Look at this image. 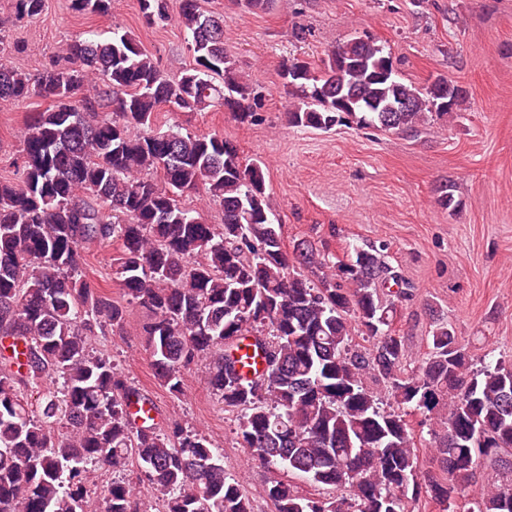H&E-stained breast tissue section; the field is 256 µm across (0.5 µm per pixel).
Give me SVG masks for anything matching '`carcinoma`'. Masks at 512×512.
<instances>
[{
    "label": "carcinoma",
    "mask_w": 512,
    "mask_h": 512,
    "mask_svg": "<svg viewBox=\"0 0 512 512\" xmlns=\"http://www.w3.org/2000/svg\"><path fill=\"white\" fill-rule=\"evenodd\" d=\"M44 0H15L33 18ZM106 15L112 0H72ZM149 26L177 17L196 67L169 78L128 33L77 39L65 62L33 79L0 58V100L51 103L24 129L18 183L0 182V512H142L137 487L159 512H254L240 481L224 471V449L179 423L144 429L137 391L92 337L124 330L127 308L143 326L154 378L183 394L185 372L207 362L205 382L239 412L238 439L254 461L281 473L264 489L274 512H407L430 491L448 512L482 459L512 474V366L471 368L448 322L436 318L431 353L406 368L392 330L393 298L408 284L383 250L357 247L331 261L311 241L282 250V224L266 194L263 162L245 163L224 136L156 128L159 108L220 105L242 124L258 120V93L224 51V16L198 0H138ZM323 69L282 65L297 91L288 111L298 128L413 133L454 112L466 91L455 81H402L390 53L353 36L328 51ZM397 112L388 108L401 103ZM202 192L222 208L209 224L179 200ZM121 242L113 268L127 303L81 275L84 245ZM360 331L373 340L350 352ZM269 360L249 378L244 348ZM389 388L385 408L365 376ZM428 418L443 474L423 471L405 416ZM135 464L136 480L104 487L99 469ZM295 476L334 498L299 493ZM472 512H512V479L490 488Z\"/></svg>",
    "instance_id": "obj_1"
}]
</instances>
